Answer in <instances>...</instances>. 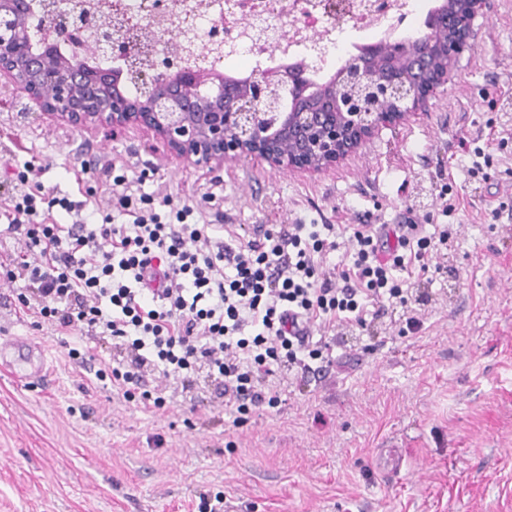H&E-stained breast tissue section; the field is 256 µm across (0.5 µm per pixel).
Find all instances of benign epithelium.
I'll return each instance as SVG.
<instances>
[{
    "mask_svg": "<svg viewBox=\"0 0 512 512\" xmlns=\"http://www.w3.org/2000/svg\"><path fill=\"white\" fill-rule=\"evenodd\" d=\"M60 23L81 30L83 58L97 64L86 75L81 89L67 77L63 66L51 65L48 56L45 62L53 66L54 74L40 84L31 85L14 59L18 46L30 40L34 30L43 31ZM252 28L253 35L260 39L270 35L280 40L288 38L285 27L269 26L262 18ZM121 31L122 24H112L109 17L99 18L87 0L74 10L49 9L37 0H0V75H10L42 108L75 126L116 128L140 123L158 132L180 156L196 165L257 154L282 169H318L336 162L379 124L401 119L411 112L423 100L419 82H424L430 92L442 77L434 73L420 80L395 69L384 79L381 111L355 112L339 100L327 99L315 112H279L270 121L266 110L272 103L262 96L263 86H276L281 100L289 96L301 98L304 92L300 80L307 73V66L299 67L287 80L279 82L263 73L255 74L247 83L244 95L229 97L224 83L212 79V69L190 61L174 71L153 68L148 89L152 100L146 106L133 107L120 92L112 95V103L103 110L97 104L96 89L111 84L121 72L120 67L112 64V50L121 45L130 57L136 50L133 44H123ZM465 46L457 33L445 42L430 40L428 52L452 64ZM342 71L349 82L364 92L376 91L371 84L372 75L362 60H347ZM188 100L210 104L212 108L186 112L184 106Z\"/></svg>",
    "mask_w": 512,
    "mask_h": 512,
    "instance_id": "7a95c632",
    "label": "benign epithelium"
}]
</instances>
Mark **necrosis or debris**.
Listing matches in <instances>:
<instances>
[{
	"instance_id": "obj_1",
	"label": "necrosis or debris",
	"mask_w": 512,
	"mask_h": 512,
	"mask_svg": "<svg viewBox=\"0 0 512 512\" xmlns=\"http://www.w3.org/2000/svg\"><path fill=\"white\" fill-rule=\"evenodd\" d=\"M429 0H196L188 25L201 39L218 33L226 43L223 56H211V63H225L229 68L257 73L283 63L309 59L313 78H324L334 69L338 49L355 51L356 42H340L336 25L351 23L364 39L376 38L388 26L407 20H421L430 11ZM262 11L289 24L287 40L262 45L242 37L243 22L248 14ZM224 27L214 30L216 18ZM322 33L318 45L307 40L309 29Z\"/></svg>"
}]
</instances>
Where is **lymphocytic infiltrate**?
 <instances>
[{"label": "lymphocytic infiltrate", "instance_id": "1", "mask_svg": "<svg viewBox=\"0 0 512 512\" xmlns=\"http://www.w3.org/2000/svg\"><path fill=\"white\" fill-rule=\"evenodd\" d=\"M36 196L22 195L7 215L28 258L11 259L26 310L56 330L112 342L127 360L112 369L125 399L157 412L165 397L149 379L177 380L183 392L207 368L210 401L239 414L277 406L271 377L309 373L321 344L290 334L288 324L338 328L364 324L368 307L403 295L397 271L428 270L448 246L447 229L418 225L288 224L229 245L220 227L195 220L193 207L138 210L129 224H45ZM344 249L350 261L324 269L321 256Z\"/></svg>", "mask_w": 512, "mask_h": 512}]
</instances>
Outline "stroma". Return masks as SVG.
Returning <instances> with one entry per match:
<instances>
[{"mask_svg":"<svg viewBox=\"0 0 512 512\" xmlns=\"http://www.w3.org/2000/svg\"><path fill=\"white\" fill-rule=\"evenodd\" d=\"M489 2L414 112L320 169L257 155L197 166L139 124L73 126L0 76V261L24 249L5 213L28 192L48 224H129L120 196L147 194L250 236L281 224L452 233L438 269L407 276V304L326 336L331 367L289 376L278 407L240 425L178 393L158 413L126 401L95 376L112 350L36 326L0 274V339L42 344L48 364L34 383L0 368V512H198L203 495L243 512H512V0ZM478 150L488 161L473 175ZM32 167L37 181L22 182Z\"/></svg>","mask_w":512,"mask_h":512,"instance_id":"stroma-1","label":"stroma"}]
</instances>
